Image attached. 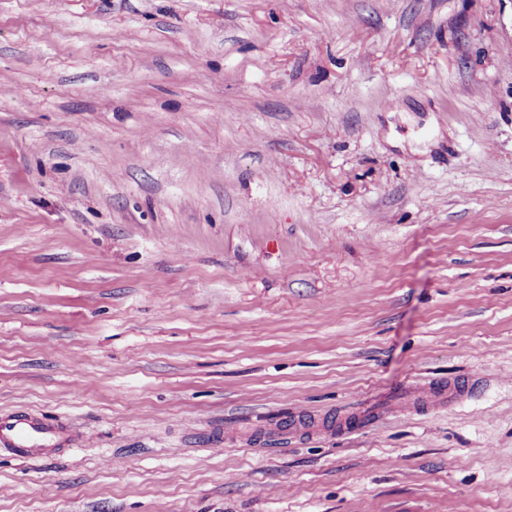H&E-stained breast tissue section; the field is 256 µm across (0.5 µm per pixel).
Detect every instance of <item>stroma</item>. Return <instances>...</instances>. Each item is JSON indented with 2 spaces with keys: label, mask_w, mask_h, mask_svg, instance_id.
Masks as SVG:
<instances>
[{
  "label": "stroma",
  "mask_w": 512,
  "mask_h": 512,
  "mask_svg": "<svg viewBox=\"0 0 512 512\" xmlns=\"http://www.w3.org/2000/svg\"><path fill=\"white\" fill-rule=\"evenodd\" d=\"M15 409L0 512H512V0H0ZM72 442L69 429L58 420L23 412H0V447L19 458H44Z\"/></svg>",
  "instance_id": "obj_1"
}]
</instances>
